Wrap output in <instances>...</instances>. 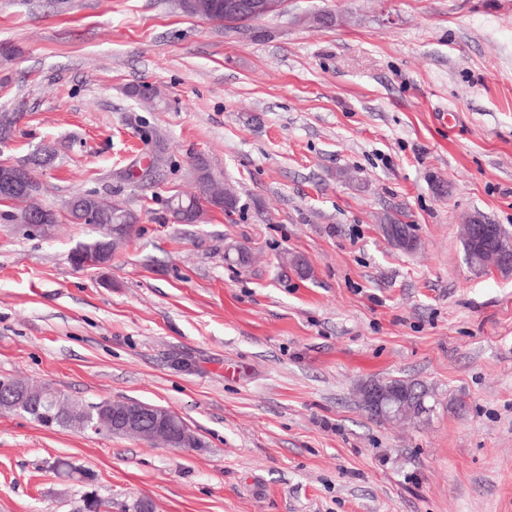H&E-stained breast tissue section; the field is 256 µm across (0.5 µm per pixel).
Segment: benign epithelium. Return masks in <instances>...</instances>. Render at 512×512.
I'll return each instance as SVG.
<instances>
[{"instance_id": "1", "label": "benign epithelium", "mask_w": 512, "mask_h": 512, "mask_svg": "<svg viewBox=\"0 0 512 512\" xmlns=\"http://www.w3.org/2000/svg\"><path fill=\"white\" fill-rule=\"evenodd\" d=\"M273 8L272 0H227L224 13L237 14L253 19L267 16ZM29 181L28 169L8 161L0 162V192L10 193ZM383 235L394 246L410 251L416 247V240L403 235L395 224L380 225ZM464 238L470 242L466 260L478 265L484 271L501 275L512 274V240L503 237L494 224H487L479 215L470 217L464 225ZM0 394L6 403L18 413L34 406L31 391L25 387L1 384ZM362 401L373 415L386 421H397L415 415V403L406 392L384 383H370L363 386ZM175 414L168 409L140 401H111L103 409L97 422V429L109 434L137 435L147 429L154 430L155 441L169 434Z\"/></svg>"}]
</instances>
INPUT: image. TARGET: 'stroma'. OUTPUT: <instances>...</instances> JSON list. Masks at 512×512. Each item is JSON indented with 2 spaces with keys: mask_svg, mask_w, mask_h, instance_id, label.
I'll list each match as a JSON object with an SVG mask.
<instances>
[{
  "mask_svg": "<svg viewBox=\"0 0 512 512\" xmlns=\"http://www.w3.org/2000/svg\"><path fill=\"white\" fill-rule=\"evenodd\" d=\"M1 44L0 160L49 149L60 216L39 235L0 205V380L162 406L203 445L0 412V512L91 490L112 512H512V276L461 238L477 213L512 234V0H285L242 28L178 0H0ZM200 157L238 208L175 223ZM89 191L141 213L102 269L70 262L101 235L63 212ZM394 379L430 414L372 419L362 386ZM382 221L383 223H389L381 224L380 228L383 235L391 242V244L406 251L413 250L416 247L415 238H407L400 232L397 226V224H402V231L405 234H409V224H404L400 219L390 215L384 216Z\"/></svg>",
  "mask_w": 512,
  "mask_h": 512,
  "instance_id": "1",
  "label": "stroma"
}]
</instances>
